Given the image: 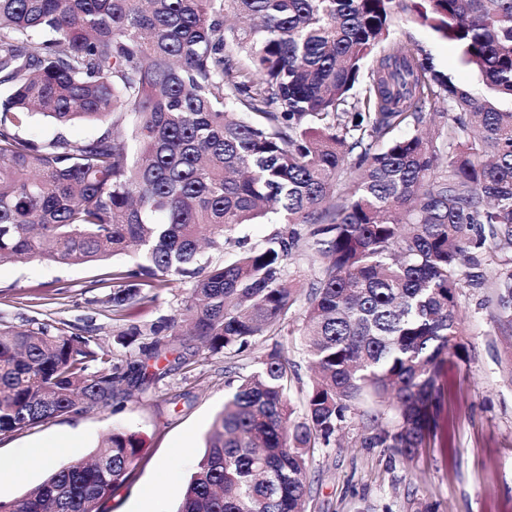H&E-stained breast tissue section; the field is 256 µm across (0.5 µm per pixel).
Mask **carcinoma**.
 Returning <instances> with one entry per match:
<instances>
[{
    "mask_svg": "<svg viewBox=\"0 0 512 512\" xmlns=\"http://www.w3.org/2000/svg\"><path fill=\"white\" fill-rule=\"evenodd\" d=\"M401 16L491 95L392 41ZM0 87V263L132 250L115 311L190 278V338L240 354L299 300L288 259L310 252L302 417L275 347L228 382L178 512H306L309 458L344 430L410 459L429 447L442 365L468 360L464 266L512 249V0H0ZM37 115L103 131L36 140ZM129 119L131 150L112 137ZM264 220L283 228L263 246L234 237ZM203 243L238 253L200 265ZM483 282L512 333V259ZM177 327L131 323L117 343L157 361ZM141 374L48 324L0 326V436L108 408ZM139 452L116 430L0 512H104Z\"/></svg>",
    "mask_w": 512,
    "mask_h": 512,
    "instance_id": "cac0c4a2",
    "label": "carcinoma"
}]
</instances>
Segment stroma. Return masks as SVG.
Returning <instances> with one entry per match:
<instances>
[{
	"label": "stroma",
	"instance_id": "35a3bbf8",
	"mask_svg": "<svg viewBox=\"0 0 512 512\" xmlns=\"http://www.w3.org/2000/svg\"><path fill=\"white\" fill-rule=\"evenodd\" d=\"M393 37L421 48L436 69L475 93L484 92L457 47L428 28L399 21ZM133 264L128 255L78 264L0 263V324L47 323L91 339L113 363L136 360L137 347L115 342L127 320L109 300L117 274ZM191 289L187 279L149 289L138 323L179 315ZM458 304L460 338L469 358L444 370V404L430 448L410 460L384 448L319 449L308 466L307 512H512V361L507 358L512 343L493 322L492 289L461 288ZM303 315V304H296L278 335L240 355L214 354L196 342L173 339V352L147 362L143 382L111 407L65 414L1 436L0 467H9L32 445L62 440L70 450L55 462L66 465L86 458L112 429H124L140 438L141 452L128 479L106 502V512H135L146 498L160 512H175L204 452V437L224 406L225 380L253 371L274 344H281L296 365L288 395L295 410H302V391L313 377L299 336Z\"/></svg>",
	"mask_w": 512,
	"mask_h": 512
}]
</instances>
